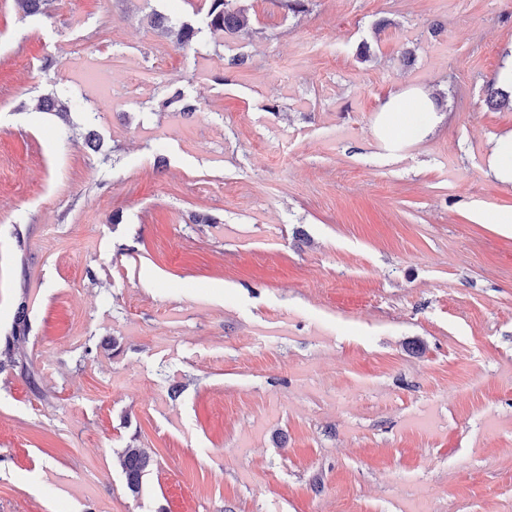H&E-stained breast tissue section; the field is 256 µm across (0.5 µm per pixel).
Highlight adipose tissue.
I'll return each instance as SVG.
<instances>
[{
    "instance_id": "ef3b65f1",
    "label": "adipose tissue",
    "mask_w": 512,
    "mask_h": 512,
    "mask_svg": "<svg viewBox=\"0 0 512 512\" xmlns=\"http://www.w3.org/2000/svg\"><path fill=\"white\" fill-rule=\"evenodd\" d=\"M440 121L428 94L417 88H405L391 94L382 104L377 128L391 136L404 134L421 140L428 137Z\"/></svg>"
}]
</instances>
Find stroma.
Listing matches in <instances>:
<instances>
[{
	"instance_id": "35a3bbf8",
	"label": "stroma",
	"mask_w": 512,
	"mask_h": 512,
	"mask_svg": "<svg viewBox=\"0 0 512 512\" xmlns=\"http://www.w3.org/2000/svg\"><path fill=\"white\" fill-rule=\"evenodd\" d=\"M202 3L0 0V345L30 298L0 512H512V8L241 0L252 34L185 48L149 21ZM407 87L441 122L378 138ZM503 90H512V47L499 68L496 76L488 82V93L487 101L491 106H503L506 105V101L509 103L510 96L503 92ZM512 106V99H510ZM72 106L71 100L65 94L57 93L40 98L37 109L41 112H54L64 124H68V113ZM489 173L503 183H512V132L497 136L491 143ZM120 464L125 475L126 487L133 495H139L143 477L151 466L150 456L135 445H127L119 455Z\"/></svg>"
}]
</instances>
